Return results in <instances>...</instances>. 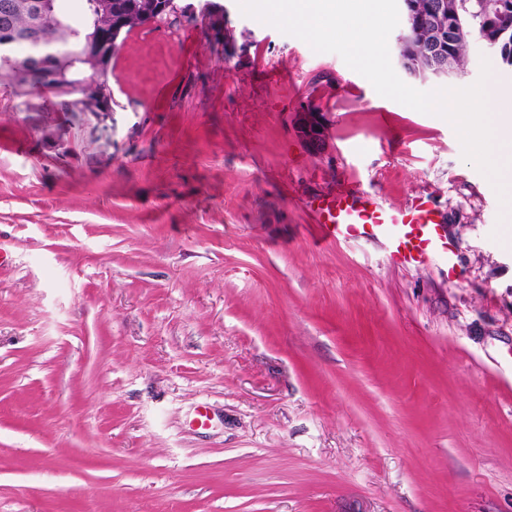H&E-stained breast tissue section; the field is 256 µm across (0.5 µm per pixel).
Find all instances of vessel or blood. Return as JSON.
I'll list each match as a JSON object with an SVG mask.
<instances>
[{
	"label": "vessel or blood",
	"instance_id": "vessel-or-blood-1",
	"mask_svg": "<svg viewBox=\"0 0 512 512\" xmlns=\"http://www.w3.org/2000/svg\"><path fill=\"white\" fill-rule=\"evenodd\" d=\"M313 221L327 241L381 242L389 265L397 268L435 260L454 263L455 246L441 232L445 217L426 194L415 195L404 208L392 209L346 180L314 209Z\"/></svg>",
	"mask_w": 512,
	"mask_h": 512
}]
</instances>
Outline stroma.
I'll return each mask as SVG.
<instances>
[{
	"label": "stroma",
	"mask_w": 512,
	"mask_h": 512,
	"mask_svg": "<svg viewBox=\"0 0 512 512\" xmlns=\"http://www.w3.org/2000/svg\"><path fill=\"white\" fill-rule=\"evenodd\" d=\"M218 2L120 37L103 119L0 81V512H512V216L446 120ZM346 178L430 195L454 269L318 241ZM297 121V133L307 143L310 151L322 154L326 147V134L319 121L318 112H302Z\"/></svg>",
	"instance_id": "1"
}]
</instances>
